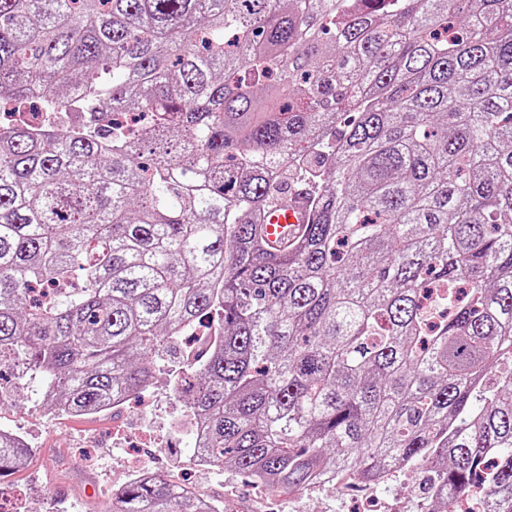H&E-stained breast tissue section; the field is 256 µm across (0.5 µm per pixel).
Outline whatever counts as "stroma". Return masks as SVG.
Returning <instances> with one entry per match:
<instances>
[{
    "label": "stroma",
    "instance_id": "obj_1",
    "mask_svg": "<svg viewBox=\"0 0 512 512\" xmlns=\"http://www.w3.org/2000/svg\"><path fill=\"white\" fill-rule=\"evenodd\" d=\"M166 371V361L158 360L153 385L121 414L53 417L38 405V380L16 363L0 364V391L8 396L0 403V425L18 429L33 447L29 466L1 481L0 490L28 489V512H109L112 492L123 484L122 468L145 453L158 472L195 483L201 495L223 501L231 512H424L426 473L420 467L374 488L352 482L289 494L255 488L232 472L198 470L188 436L169 431L181 405L169 396ZM144 405L153 407L152 418L141 416ZM116 423L125 440L113 437ZM148 425L160 445L143 453L137 442Z\"/></svg>",
    "mask_w": 512,
    "mask_h": 512
}]
</instances>
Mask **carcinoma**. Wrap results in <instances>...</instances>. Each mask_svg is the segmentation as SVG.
I'll return each mask as SVG.
<instances>
[{"label": "carcinoma", "mask_w": 512, "mask_h": 512, "mask_svg": "<svg viewBox=\"0 0 512 512\" xmlns=\"http://www.w3.org/2000/svg\"><path fill=\"white\" fill-rule=\"evenodd\" d=\"M0 110L66 124L0 128V362L45 410L144 393L161 353L219 471L420 465L426 512H512V0H0ZM297 161L314 221L271 254ZM112 512L224 504L156 474ZM189 347L185 349L183 343L180 341L178 345L179 354L182 355L184 351V358L190 362L192 358L201 350L208 348L213 343V329L197 330L192 332Z\"/></svg>", "instance_id": "cac0c4a2"}]
</instances>
